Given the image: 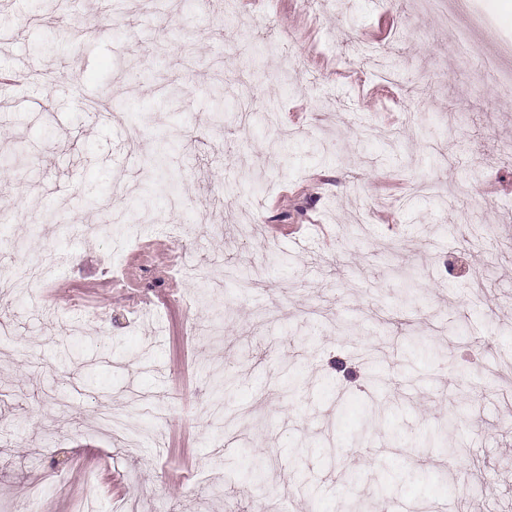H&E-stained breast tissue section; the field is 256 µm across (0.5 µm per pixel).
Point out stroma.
Here are the masks:
<instances>
[{
	"mask_svg": "<svg viewBox=\"0 0 512 512\" xmlns=\"http://www.w3.org/2000/svg\"><path fill=\"white\" fill-rule=\"evenodd\" d=\"M413 2L323 0L315 25L293 0H247L232 21L224 0L149 16L139 0H0V68L37 74L0 88V155L28 157L0 168V278L62 258L31 288H0V512H336L348 468L402 512H512V165L497 157L512 98ZM466 8L493 50L512 46V0ZM260 16L286 55L243 42ZM367 40L374 54L355 56ZM106 88L123 122L94 117ZM167 141L185 205L160 224L171 197L144 160ZM418 179L440 195L412 194ZM483 183L495 206L475 222ZM46 209L56 223L32 221ZM187 261L206 277H185ZM232 263L264 267L263 283L227 284ZM397 263L418 270L414 302ZM416 334L432 351L409 349ZM363 349L375 364L332 369ZM214 367L238 384L218 415ZM375 373L386 389L367 388ZM370 402L385 413L354 441ZM452 409L466 464L434 439ZM305 440L324 452L304 484ZM244 448L271 458L268 491L239 479L212 496Z\"/></svg>",
	"mask_w": 512,
	"mask_h": 512,
	"instance_id": "1",
	"label": "stroma"
}]
</instances>
